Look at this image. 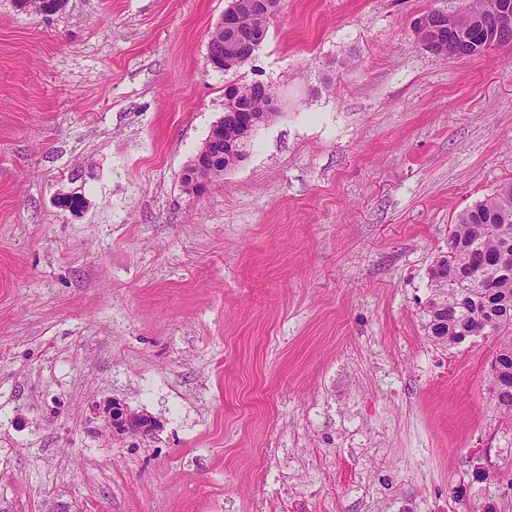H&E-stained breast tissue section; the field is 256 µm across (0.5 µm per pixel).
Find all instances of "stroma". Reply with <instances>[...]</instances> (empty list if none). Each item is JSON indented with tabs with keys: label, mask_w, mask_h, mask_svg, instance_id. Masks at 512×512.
Returning <instances> with one entry per match:
<instances>
[{
	"label": "stroma",
	"mask_w": 512,
	"mask_h": 512,
	"mask_svg": "<svg viewBox=\"0 0 512 512\" xmlns=\"http://www.w3.org/2000/svg\"><path fill=\"white\" fill-rule=\"evenodd\" d=\"M461 4L282 0L224 73L228 0H0V512H512L494 340L423 327L449 224L512 183V46L411 29ZM254 81L279 117L186 193ZM239 2V9L243 19L248 24H263L264 27L268 29L270 20L274 15L262 20L252 11L250 6L251 2L249 0H240ZM237 5V0L231 1L230 6L224 10V14L216 23L209 37L207 61L215 70L224 69L225 49L236 56L234 57L236 62L238 60L249 61L256 55V52L260 50L265 41L266 32L264 31V27L254 28L244 26ZM492 4L493 0H468L464 8L451 11L464 17H470L475 21L464 38L457 31L452 34L458 49H456L453 42H446L440 39L438 36L439 26L437 24L439 19L437 16L428 15H436L441 10H431L427 12L428 14L417 17L412 22L413 32L422 48L433 55L448 58L452 57V54L458 50L457 55L452 58L466 59L481 56L483 54L478 50V45L481 42V24L478 22V19L488 16V10ZM427 47L434 52H431ZM103 415L106 420L107 426L114 431H118L116 424H122L126 429L125 433L133 436L146 435L151 431L149 427H144L136 420V415L124 409L119 403L117 405L110 404L103 410Z\"/></svg>",
	"instance_id": "1"
}]
</instances>
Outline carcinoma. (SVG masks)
<instances>
[{
	"label": "carcinoma",
	"instance_id": "1",
	"mask_svg": "<svg viewBox=\"0 0 512 512\" xmlns=\"http://www.w3.org/2000/svg\"><path fill=\"white\" fill-rule=\"evenodd\" d=\"M493 0H467L456 14L474 20L465 36L448 34L457 43L456 58L481 55V24ZM446 270L427 271L428 299L453 306L448 317L424 311L425 329L435 340L450 346L461 336L475 334L495 338L491 367L500 372L506 388L496 408L512 424V185L501 187L460 213L448 225V251L440 255Z\"/></svg>",
	"mask_w": 512,
	"mask_h": 512
}]
</instances>
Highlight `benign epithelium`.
I'll use <instances>...</instances> for the list:
<instances>
[{
	"instance_id": "obj_1",
	"label": "benign epithelium",
	"mask_w": 512,
	"mask_h": 512,
	"mask_svg": "<svg viewBox=\"0 0 512 512\" xmlns=\"http://www.w3.org/2000/svg\"><path fill=\"white\" fill-rule=\"evenodd\" d=\"M233 0L216 23L207 45V61L217 70L225 62L224 51L233 53L234 60L248 61L265 41L262 28L244 26ZM413 32L422 48L434 55L450 57L456 47L438 36V18L423 14L412 22ZM278 115L276 92L268 85L254 83L246 87L237 83L224 86V116L210 129L199 153L184 167L181 183L188 193H199L217 175L245 158L240 145L251 137L260 125L270 124ZM107 426L115 429L121 424L133 436H146L150 428L142 426L136 415L121 405L110 404L103 410Z\"/></svg>"
}]
</instances>
